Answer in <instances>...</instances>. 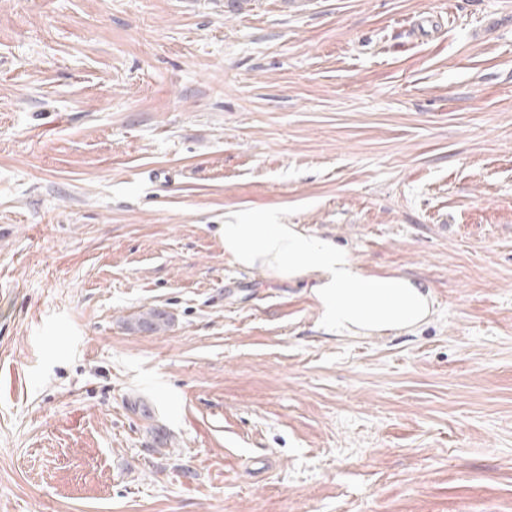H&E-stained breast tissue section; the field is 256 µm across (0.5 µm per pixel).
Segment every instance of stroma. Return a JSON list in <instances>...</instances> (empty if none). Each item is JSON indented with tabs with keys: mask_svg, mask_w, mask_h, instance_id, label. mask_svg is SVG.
Masks as SVG:
<instances>
[{
	"mask_svg": "<svg viewBox=\"0 0 512 512\" xmlns=\"http://www.w3.org/2000/svg\"><path fill=\"white\" fill-rule=\"evenodd\" d=\"M233 211L430 321L325 334ZM0 512H512V0H0Z\"/></svg>",
	"mask_w": 512,
	"mask_h": 512,
	"instance_id": "obj_1",
	"label": "stroma"
}]
</instances>
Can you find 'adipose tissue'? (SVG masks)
Returning a JSON list of instances; mask_svg holds the SVG:
<instances>
[{"label": "adipose tissue", "mask_w": 512, "mask_h": 512, "mask_svg": "<svg viewBox=\"0 0 512 512\" xmlns=\"http://www.w3.org/2000/svg\"><path fill=\"white\" fill-rule=\"evenodd\" d=\"M224 255L239 268L302 285L322 327L338 336L411 331L433 313L430 290L404 275L365 272L348 248L301 224L225 221Z\"/></svg>", "instance_id": "adipose-tissue-1"}]
</instances>
